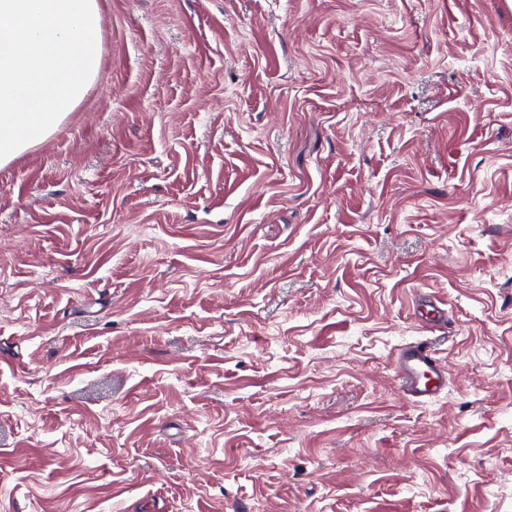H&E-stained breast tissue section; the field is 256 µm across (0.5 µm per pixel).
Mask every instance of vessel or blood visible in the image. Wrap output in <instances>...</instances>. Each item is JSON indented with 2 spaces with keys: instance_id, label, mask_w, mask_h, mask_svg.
Here are the masks:
<instances>
[{
  "instance_id": "b4317fda",
  "label": "vessel or blood",
  "mask_w": 512,
  "mask_h": 512,
  "mask_svg": "<svg viewBox=\"0 0 512 512\" xmlns=\"http://www.w3.org/2000/svg\"><path fill=\"white\" fill-rule=\"evenodd\" d=\"M419 313L426 328L445 327L448 313L436 299L421 301ZM396 382L402 394L413 403H426L440 394L448 385L449 367L437 358L433 342L426 337L400 346L393 357Z\"/></svg>"
}]
</instances>
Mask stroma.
<instances>
[{
    "label": "stroma",
    "instance_id": "1",
    "mask_svg": "<svg viewBox=\"0 0 512 512\" xmlns=\"http://www.w3.org/2000/svg\"><path fill=\"white\" fill-rule=\"evenodd\" d=\"M99 4L0 168V512H512V0ZM419 313L423 323L429 330H438L446 327L448 313L438 305V301L427 298L419 304ZM393 369L402 394L413 403H427L448 386V364L436 357L435 346L426 336L400 346Z\"/></svg>",
    "mask_w": 512,
    "mask_h": 512
}]
</instances>
